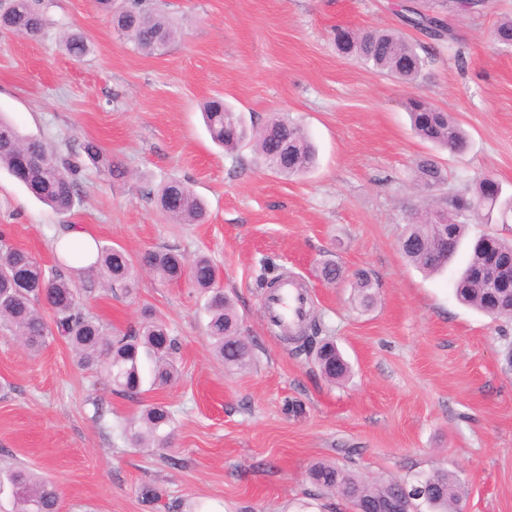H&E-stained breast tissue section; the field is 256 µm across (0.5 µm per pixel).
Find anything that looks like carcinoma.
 Wrapping results in <instances>:
<instances>
[{
	"label": "carcinoma",
	"mask_w": 512,
	"mask_h": 512,
	"mask_svg": "<svg viewBox=\"0 0 512 512\" xmlns=\"http://www.w3.org/2000/svg\"><path fill=\"white\" fill-rule=\"evenodd\" d=\"M38 2L6 0L0 9V25L9 32L38 35L44 26ZM97 3L110 16L117 33L146 53H162L178 39L177 29L165 18L142 8L141 0H130V5L118 10L112 9V0ZM485 7V0H416L412 5H401V11L405 25L427 38L455 42L457 38L448 19L478 13ZM492 37L499 45L512 44V16L495 25ZM333 42L339 54L405 83L417 82L426 66V59L419 54L424 46L400 30L338 27L333 31ZM64 46L75 58L90 50L84 36L75 33L65 36ZM408 107L413 130L422 140L455 154L466 150L467 134L450 114L419 98L410 99ZM205 120L212 139L225 151L233 152L248 140L254 143L255 153L266 168L277 174L299 176L314 167L315 146L298 124L278 119L250 130L244 117L225 107L220 99L207 104ZM1 168L52 209L60 213L71 210L78 192L76 170L59 164L42 141L21 134L13 123L0 118ZM418 172L429 190L443 182L441 170L429 158L418 162ZM483 191L484 179L478 178L457 194L411 214L403 236L402 252L406 259L425 274L438 273L453 261L470 221L496 212L500 223H509L512 209L503 212L500 204L485 200ZM158 203L165 215L179 224H199L206 216L202 200L189 184L179 180H169L161 186ZM440 223L452 235L448 249L439 240ZM488 241L501 255L512 256V239L496 233L482 234L471 244L466 263L454 281L457 299L479 312L484 311L485 294L492 290L503 296L506 305L512 304V288L494 290L486 279L475 276L484 266ZM83 259L80 249L69 247L60 266L83 275L89 282L99 281L114 294L130 292L140 267L167 283L188 279L205 298L207 335L217 356L231 367L242 368L252 361V348L241 333L240 316L229 296L217 285L214 264L207 256L199 255L189 261L180 253L158 248L134 260L122 249L101 245L93 263L82 266ZM354 291L361 306L372 304L374 287L366 275L357 276ZM44 306L50 311L48 319L40 311ZM0 321L33 353L46 344L50 326H55L77 364L104 377L113 391L123 395H138L144 392L146 384L152 389L164 387L178 375L179 341L163 321L149 316L130 333L107 334L97 319L83 311L75 282L60 270L46 274L29 252L2 239ZM284 332L288 333V340L297 344V351L311 357L325 379L340 383L348 378L347 361L333 339L321 336L322 329L316 320L307 318L297 330L286 328ZM171 420L167 406L148 405L139 417L143 429L132 438L144 447L164 448L171 439L167 431ZM309 474L318 487L346 499L353 512H374L396 494L406 498L409 512H418L421 503L430 512H461L460 481L444 470L411 480L370 481L349 468L319 461L310 467ZM5 485L10 489L16 512H57L56 486L31 470H0V488Z\"/></svg>",
	"instance_id": "obj_1"
}]
</instances>
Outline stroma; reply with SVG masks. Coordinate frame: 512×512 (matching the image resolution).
<instances>
[{
    "instance_id": "stroma-1",
    "label": "stroma",
    "mask_w": 512,
    "mask_h": 512,
    "mask_svg": "<svg viewBox=\"0 0 512 512\" xmlns=\"http://www.w3.org/2000/svg\"><path fill=\"white\" fill-rule=\"evenodd\" d=\"M401 0H146L181 33L164 54L120 39L94 0H43L35 38L0 32V116L78 169L70 212L58 213L0 170V233L43 266L76 228L131 256L155 248L203 254L233 300L254 357L228 367L205 333L196 288L142 270L130 294L81 283L85 310L108 332L138 328L145 313L181 342L179 375L129 398L82 370L67 344L31 353L0 327V469L22 464L56 484L59 512H352L312 483L328 461L371 480L456 475L463 512H512V370L502 350L512 321L457 301L453 271L428 276L399 240L428 195L416 164L432 158L437 194L475 177L512 194V51L491 38L512 0L457 17L454 46L428 45L423 77L407 85L339 55L335 27L404 30ZM80 32L82 60L63 35ZM424 97L469 136L457 156L418 138L405 103ZM223 98L247 122L285 115L318 149L302 177L272 173L250 147L216 145L204 104ZM94 142L125 176L86 156ZM187 182L205 204L201 224H176L157 207L161 183ZM336 263V280L321 267ZM375 287L353 299L357 274ZM307 287L351 365L330 384L293 353L264 308L262 278ZM173 414L167 448L131 439L143 404Z\"/></svg>"
}]
</instances>
